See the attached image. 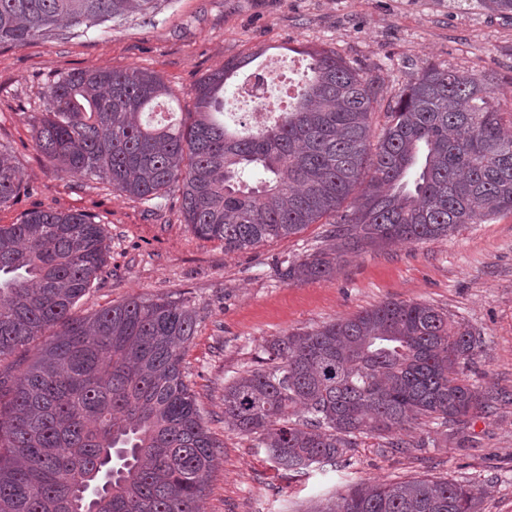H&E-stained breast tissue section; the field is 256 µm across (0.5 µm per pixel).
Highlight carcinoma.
<instances>
[{
  "instance_id": "cac0c4a2",
  "label": "carcinoma",
  "mask_w": 512,
  "mask_h": 512,
  "mask_svg": "<svg viewBox=\"0 0 512 512\" xmlns=\"http://www.w3.org/2000/svg\"><path fill=\"white\" fill-rule=\"evenodd\" d=\"M156 0H0V46L60 22L85 31ZM310 77L286 110L231 129L224 89L263 52L224 62L193 88L190 120H143L175 95L140 69L58 74L34 117L36 149L60 176L97 177L159 210L179 193L184 221L224 251L296 235L332 218L330 243L281 268L328 277L364 248L438 239L512 212V134L493 81L429 64L383 101L377 78L333 50L309 49ZM385 114L377 143L371 115ZM363 191L343 209L356 187ZM0 149V209L25 191ZM108 247L92 214L35 209L0 225V365L47 340L12 385L0 377V512H198L217 440L185 379L199 312L133 297L75 313ZM473 333L422 302L389 300L317 329L269 340L265 367L224 387V422L282 469L345 464L358 438L390 448L429 420L460 423L483 396L460 364ZM476 486L435 477L353 485L322 512H481Z\"/></svg>"
}]
</instances>
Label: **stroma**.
<instances>
[{
	"label": "stroma",
	"instance_id": "obj_1",
	"mask_svg": "<svg viewBox=\"0 0 512 512\" xmlns=\"http://www.w3.org/2000/svg\"><path fill=\"white\" fill-rule=\"evenodd\" d=\"M310 46L335 49L379 77L389 98L435 64L492 78L503 119L512 118V15L479 0H157L111 27L60 26L25 46L0 47V145L15 156L30 194L0 210L17 223L34 208L81 211L102 224L110 258L76 307L79 315L136 296L169 295L201 320L184 366L211 433L221 443L201 512H310L348 484L445 477L484 489L481 512H512V213L463 224L447 237L346 256L321 280L283 281V260L324 246L326 222L301 233L228 252L185 224L178 195L164 209L115 191L95 177L59 178L33 147L31 113L54 76L73 70L147 69L194 109L192 89L225 60L261 50L272 91L301 83ZM393 299L425 302L468 327L480 343L465 367L488 399L446 432L410 429L420 445L404 452L362 437L348 466L289 473L266 449L224 421V387L259 368L272 337L310 330Z\"/></svg>",
	"mask_w": 512,
	"mask_h": 512
}]
</instances>
